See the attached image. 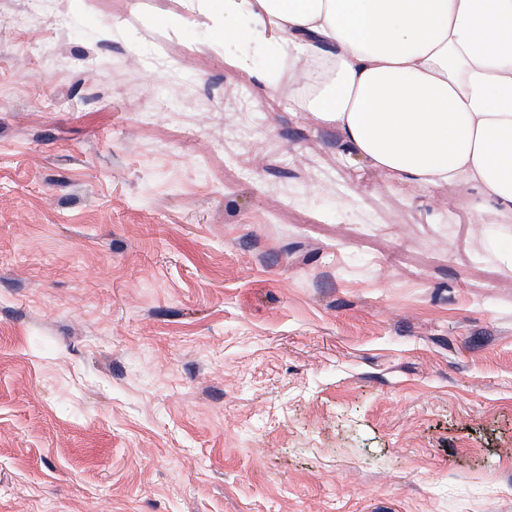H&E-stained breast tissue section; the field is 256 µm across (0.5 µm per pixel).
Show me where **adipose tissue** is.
Here are the masks:
<instances>
[{
  "instance_id": "ef3b65f1",
  "label": "adipose tissue",
  "mask_w": 512,
  "mask_h": 512,
  "mask_svg": "<svg viewBox=\"0 0 512 512\" xmlns=\"http://www.w3.org/2000/svg\"><path fill=\"white\" fill-rule=\"evenodd\" d=\"M266 35L274 91L377 171L512 211V0H224Z\"/></svg>"
}]
</instances>
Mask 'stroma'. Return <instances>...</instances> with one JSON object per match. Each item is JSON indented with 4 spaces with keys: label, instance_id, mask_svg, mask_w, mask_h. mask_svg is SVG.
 <instances>
[{
    "label": "stroma",
    "instance_id": "obj_1",
    "mask_svg": "<svg viewBox=\"0 0 512 512\" xmlns=\"http://www.w3.org/2000/svg\"><path fill=\"white\" fill-rule=\"evenodd\" d=\"M223 27L0 0V512H512V213L365 194Z\"/></svg>",
    "mask_w": 512,
    "mask_h": 512
}]
</instances>
